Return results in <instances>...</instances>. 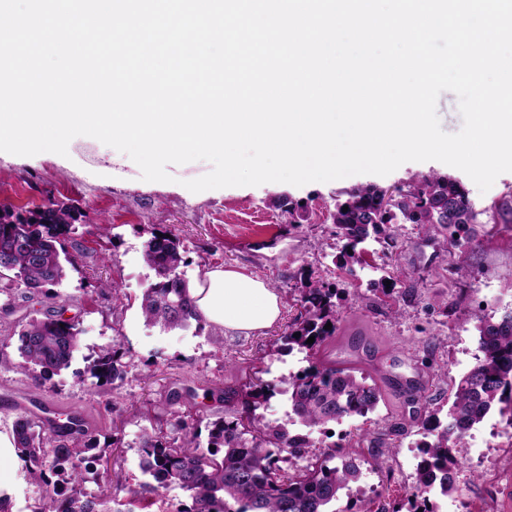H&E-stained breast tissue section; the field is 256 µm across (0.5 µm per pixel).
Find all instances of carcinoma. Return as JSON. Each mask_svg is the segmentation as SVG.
Returning a JSON list of instances; mask_svg holds the SVG:
<instances>
[{"label":"carcinoma","mask_w":512,"mask_h":512,"mask_svg":"<svg viewBox=\"0 0 512 512\" xmlns=\"http://www.w3.org/2000/svg\"><path fill=\"white\" fill-rule=\"evenodd\" d=\"M348 210H343V207ZM79 210L63 202L32 210L27 215L0 209V256L10 252L8 265L0 264V288L17 283L34 295H43L62 284L67 270L76 268V257L66 247L75 232ZM328 218L336 234L345 240L336 262L341 271L352 272L362 263V246L373 235L399 218L411 224H437L448 232L457 247L470 241V224L477 218L467 204L461 182L436 174L414 178L388 189L367 186L334 205ZM143 258L158 281L141 295L144 318L163 330L188 329L200 323L190 296L189 283L181 277L183 264L177 238L154 235L144 244ZM338 291L331 283L305 281L298 289L299 317L281 336L288 351L307 352L309 367L288 382L291 414L305 427H325L345 417L366 416L375 410L380 393L353 368L321 360L318 354L336 335L339 319ZM333 324L327 329L325 325ZM481 355L460 378L445 419L429 412L423 429L432 440L422 447L423 459L412 492L407 498L411 512H435L430 493L444 496L456 490V439L481 423L496 407L509 416L512 425V312L497 323L485 321L479 328ZM299 337H294V334ZM315 337L311 344L309 337ZM22 358L18 368L30 387L39 391L53 376L71 365L79 346L75 321L52 311L33 318L17 334ZM119 350L107 347L93 359L89 369L94 385L101 387L120 377ZM275 394V386L253 375L241 389L224 394V408L232 419H218L208 426L207 441L186 421H178L181 443L162 433L142 431V473L150 481L141 489L127 488L135 498L141 491L162 493L177 487L186 492L191 506L183 512H331L342 491L357 481L360 468L337 459L336 449L318 455L307 435H298L284 424L272 423L257 413ZM14 445L29 477L46 486V495L32 512H112L117 497L106 490L88 492V476L97 475L91 464L99 460L95 446L86 441L88 431L69 434V440L51 432L26 414L12 425ZM56 480H50V476Z\"/></svg>","instance_id":"1"}]
</instances>
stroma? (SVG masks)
Returning a JSON list of instances; mask_svg holds the SVG:
<instances>
[{
    "label": "stroma",
    "mask_w": 512,
    "mask_h": 512,
    "mask_svg": "<svg viewBox=\"0 0 512 512\" xmlns=\"http://www.w3.org/2000/svg\"><path fill=\"white\" fill-rule=\"evenodd\" d=\"M115 154L100 141L78 136L64 157L45 152L0 158V207L22 213L66 202L81 213L67 241L78 263L58 288L69 301L67 317L79 324L80 347L71 367L54 376L42 396L61 410L78 407L87 413L94 443L106 450L102 465L109 479L139 487L145 481L139 454L143 429L161 430L171 439L180 438L181 419L206 429L223 417L225 392L239 389L256 366L266 369V381L277 388L263 415L287 421L288 381L309 362L305 353L278 349L276 341L298 314L293 302L302 279H320L338 288L340 319L328 353L357 347L358 372L381 391L367 416L310 432L316 447L343 446L360 467L357 482L335 508L406 507L430 407L447 405L455 382L474 364L481 322L512 310V215L472 225L473 243L460 249L433 227L395 225L396 246L368 240L362 265L339 278L332 259L343 241L328 210L348 190L437 172L457 178L480 212L512 194V172L501 174L484 193L464 172L438 161L407 162L385 176L194 193L184 183L207 174L209 162L171 165V182H147L131 158L119 161ZM296 203L307 219L286 223L284 210ZM155 233L180 240V272L188 281L229 264L266 281L282 300L278 322L248 335L225 334L206 323L171 331L148 325L139 299L156 277L143 259V246ZM57 305V299L21 286L0 291L4 320L16 330ZM113 345L122 353L121 378L91 388V359ZM405 380L425 387L427 400L405 393L400 387ZM175 391L182 397L173 404L169 397ZM502 423L499 411H491L463 440L455 453L458 489L432 494L437 512H512L505 501L506 490H512V441L492 433ZM5 466L11 472L4 488L9 512H30L44 485L27 479L20 457Z\"/></svg>",
    "instance_id": "35a3bbf8"
}]
</instances>
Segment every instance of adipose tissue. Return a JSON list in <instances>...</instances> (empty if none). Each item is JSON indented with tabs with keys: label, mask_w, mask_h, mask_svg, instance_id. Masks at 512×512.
Wrapping results in <instances>:
<instances>
[{
	"label": "adipose tissue",
	"mask_w": 512,
	"mask_h": 512,
	"mask_svg": "<svg viewBox=\"0 0 512 512\" xmlns=\"http://www.w3.org/2000/svg\"><path fill=\"white\" fill-rule=\"evenodd\" d=\"M191 293L201 318L227 332L247 334L267 329L281 313L278 293L238 267L206 270Z\"/></svg>",
	"instance_id": "1"
}]
</instances>
